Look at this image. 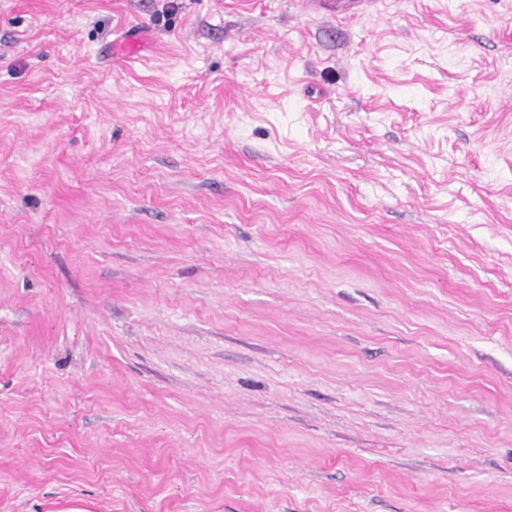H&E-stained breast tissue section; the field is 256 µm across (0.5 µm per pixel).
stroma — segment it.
Here are the masks:
<instances>
[{
  "mask_svg": "<svg viewBox=\"0 0 512 512\" xmlns=\"http://www.w3.org/2000/svg\"><path fill=\"white\" fill-rule=\"evenodd\" d=\"M78 500L512 512V0H0V512Z\"/></svg>",
  "mask_w": 512,
  "mask_h": 512,
  "instance_id": "1",
  "label": "stroma"
}]
</instances>
